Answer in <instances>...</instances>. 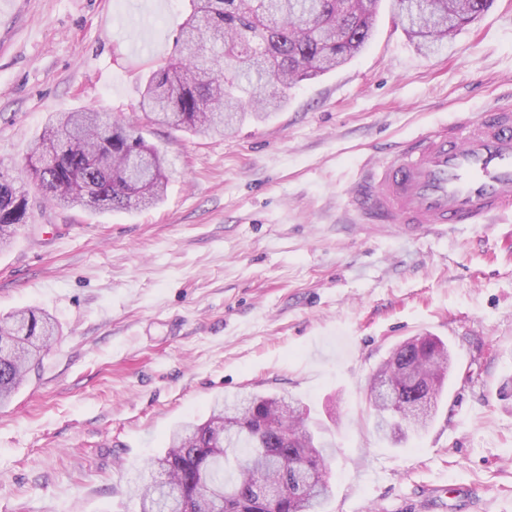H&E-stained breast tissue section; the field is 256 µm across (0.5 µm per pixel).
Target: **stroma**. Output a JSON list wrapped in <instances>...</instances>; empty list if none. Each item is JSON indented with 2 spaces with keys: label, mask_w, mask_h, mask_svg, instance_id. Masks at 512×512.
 <instances>
[{
  "label": "stroma",
  "mask_w": 512,
  "mask_h": 512,
  "mask_svg": "<svg viewBox=\"0 0 512 512\" xmlns=\"http://www.w3.org/2000/svg\"><path fill=\"white\" fill-rule=\"evenodd\" d=\"M190 0H0V172L19 175L57 112L133 122L165 154L148 210L33 211L0 251V318L57 333L0 407V512H137L131 477L177 425L263 392L301 401L336 456L325 512L512 506V214L409 235L356 224L361 166L461 113L512 103V0L429 52L379 0L369 44L222 135L154 125L144 79L174 56ZM413 336L448 345V391L399 444L366 380Z\"/></svg>",
  "instance_id": "obj_1"
}]
</instances>
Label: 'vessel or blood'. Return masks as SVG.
<instances>
[{
	"label": "vessel or blood",
	"instance_id": "vessel-or-blood-1",
	"mask_svg": "<svg viewBox=\"0 0 512 512\" xmlns=\"http://www.w3.org/2000/svg\"><path fill=\"white\" fill-rule=\"evenodd\" d=\"M350 202L359 223L431 232L512 213V105L399 142L361 172Z\"/></svg>",
	"mask_w": 512,
	"mask_h": 512
}]
</instances>
